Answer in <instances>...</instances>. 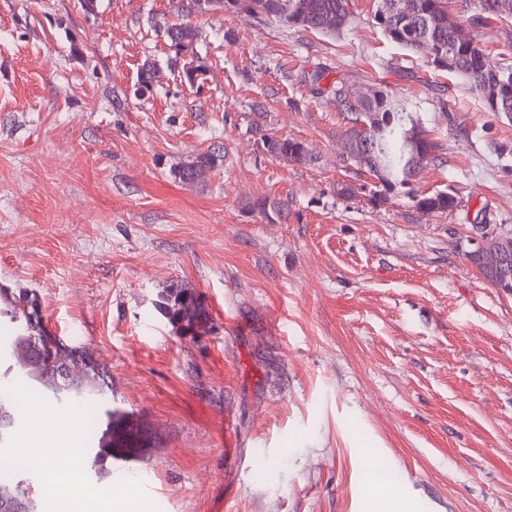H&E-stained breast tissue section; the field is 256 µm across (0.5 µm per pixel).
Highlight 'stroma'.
<instances>
[{"instance_id": "35a3bbf8", "label": "stroma", "mask_w": 512, "mask_h": 512, "mask_svg": "<svg viewBox=\"0 0 512 512\" xmlns=\"http://www.w3.org/2000/svg\"><path fill=\"white\" fill-rule=\"evenodd\" d=\"M376 6L327 35L188 0H0V288L109 372L127 445L83 482L124 512H377L374 459L420 512H512V293L465 258L512 233V120ZM184 20L202 39L179 50ZM465 32L512 64V18ZM340 83L405 99L437 145L387 203L345 155ZM209 151L204 181L174 177ZM439 190L454 209L415 207ZM181 287L190 333L157 308ZM266 149L273 155L289 161L303 162L310 158L311 153L306 143L294 138H275L266 141ZM297 153L303 155V159L297 158Z\"/></svg>"}]
</instances>
